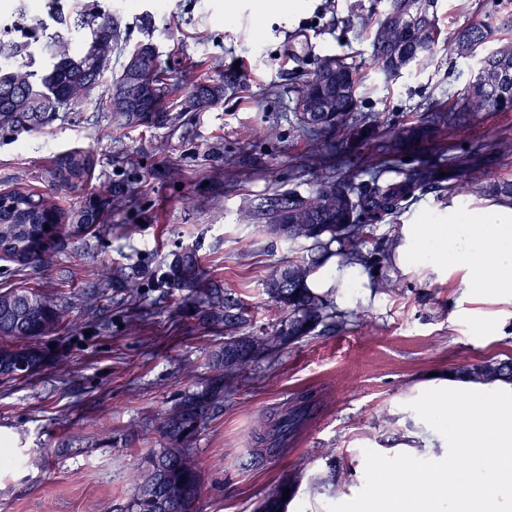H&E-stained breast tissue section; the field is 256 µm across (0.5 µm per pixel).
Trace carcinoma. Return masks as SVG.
<instances>
[{"label": "carcinoma", "mask_w": 512, "mask_h": 512, "mask_svg": "<svg viewBox=\"0 0 512 512\" xmlns=\"http://www.w3.org/2000/svg\"><path fill=\"white\" fill-rule=\"evenodd\" d=\"M55 23L57 30L45 35L49 62L40 69L33 68L29 37L0 38L1 133L38 131L58 113L82 109L98 91L110 118L119 125L175 124L186 113L210 111L241 80L238 74L226 72L218 80L199 82L186 92L181 109L172 114L164 106V99L179 92V84L169 82L166 70L155 59L151 41L129 47L128 27L120 12L85 11L77 21L85 31L78 47L70 38L71 15L60 5L55 9ZM369 35L375 61L387 79L399 77L408 68H427L441 42L448 45L450 55L463 57L484 52L474 80L457 96L453 108L469 112L512 109V41L500 39L494 48L484 51L494 36L492 23L478 21L444 38L438 25L437 0H384ZM114 55L123 58L115 73ZM302 76L296 106L302 105L305 110L297 112V119L309 134L311 148L297 160V166L318 167L324 170V176L304 194L275 191L246 202L237 213L238 223L254 224L262 232L291 243L296 242L294 225H312V233L305 238L310 243L309 255L286 264H273L266 271L265 292L272 305L286 316L262 333L259 340L265 344V351L245 362L247 366L261 358L277 357L283 347L281 326L287 321L296 327L295 335L300 339L328 320L345 322L346 316L331 311L326 300L307 287L304 278L285 288L268 287L283 270L303 265L310 274L329 252L339 257L342 265L350 260L372 263L371 257L359 250L365 225L358 214L369 221L392 214L417 190L446 181L435 166L426 162L399 171L395 181L382 179L383 170L375 166L369 183L354 190L348 180L339 176L338 164L326 154L325 147L327 138L336 130L342 129L353 138H361L363 132L369 131L367 122L358 117L356 69L344 57L329 56L314 69L302 71ZM328 99L333 101L332 111L318 121H309L305 112L323 111ZM448 122L455 137L468 139L466 123L456 117L450 122L448 113L441 111L430 121L399 127L386 141L385 151L391 155L419 153L436 140ZM94 168L92 154L72 149L57 158L51 179L76 187L91 177ZM465 171L460 182L448 185L449 193L464 184L472 192L491 193L512 205V181L482 182L473 166H465ZM123 203L124 197L111 188L93 193L79 206L65 211L58 207L52 192L35 193L18 184L0 193V259L21 267L45 261L65 225L95 224L112 206ZM47 224L51 226L48 231L44 229ZM335 244L336 250L332 249ZM165 278L169 287L189 291L203 319L224 328V344L212 353L213 375L201 388L181 394L161 417L158 431L162 443L143 457L141 480L124 512H202V470L197 463L191 469L182 467L172 449L183 447L197 427L209 421L223 404L224 392L230 391L241 376L239 372H224V349L242 347L244 330L250 322L249 311L236 292L205 277L195 252L186 248L171 254ZM64 323L63 311L49 298L29 290L0 291V377H12L3 369L6 360L22 358L43 365L46 354L36 341ZM450 373L461 380L512 381V361L486 359L454 367ZM312 407V400L303 393L274 426L285 436L291 434L308 419ZM299 481L300 477L295 476L279 483L280 489H289V494L267 496L256 512H287Z\"/></svg>", "instance_id": "cac0c4a2"}]
</instances>
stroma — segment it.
Listing matches in <instances>:
<instances>
[{
    "instance_id": "obj_1",
    "label": "stroma",
    "mask_w": 512,
    "mask_h": 512,
    "mask_svg": "<svg viewBox=\"0 0 512 512\" xmlns=\"http://www.w3.org/2000/svg\"><path fill=\"white\" fill-rule=\"evenodd\" d=\"M120 11L131 41L151 37L162 64L182 90L239 69L243 79L216 108L173 126H119L98 104L60 113L48 127L0 136V191L23 184L48 190L56 156L73 148L93 154L95 170L83 186L57 191L63 208L112 184L125 188L124 208L100 223L67 231L48 261L20 268L0 261V291H37L62 306L67 324L39 339L49 359L36 374L0 378V446L14 461L0 466V512H122L141 475L145 453L161 437L155 418L210 376V355L224 341L222 327L203 323L188 291L168 287L171 252L192 247L207 276L233 288L248 305L251 330L279 319L264 291L268 265L298 259L303 244L267 235L236 221L246 199L273 191L307 192L318 178L296 158L308 138L295 115L301 82L291 51L304 43L308 67L327 56L358 69L359 109L375 130L363 142L333 135L330 147L354 186L370 178L367 156L381 154L399 125L438 111L472 80L473 58H449L437 49L425 70L388 81L374 62L365 30L381 9L363 0L362 17H349L351 0H99ZM150 15V31L139 27ZM512 16V0H439L437 16L452 33L479 19ZM469 141L450 136L421 156H390L387 167L427 161L456 179L471 160L483 180H512V155L493 144L512 133V109L470 112ZM275 125L280 137L266 139ZM180 171L165 178L166 167ZM493 199L451 195L430 185L401 209L369 222L360 245L376 257V271L399 283L397 292H371L347 324L317 327L285 345L275 362L248 367L221 410L190 446L203 475V512H253L281 481L299 476L288 512H327L365 484V450L392 457L411 453L441 460L443 448L421 445L424 424L409 407L430 373L488 358L512 359V301L468 293L461 273H403L387 248L403 225L421 219L444 224L450 212L479 209ZM142 283L137 301L127 278ZM151 312L148 323L130 317L133 306ZM493 319L495 331L481 328ZM312 392L317 405L303 426L265 454L260 422L274 423L295 397ZM338 485H331V473Z\"/></svg>"
}]
</instances>
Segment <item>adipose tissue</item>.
I'll list each match as a JSON object with an SVG mask.
<instances>
[{
  "label": "adipose tissue",
  "instance_id": "ef3b65f1",
  "mask_svg": "<svg viewBox=\"0 0 512 512\" xmlns=\"http://www.w3.org/2000/svg\"><path fill=\"white\" fill-rule=\"evenodd\" d=\"M395 253L402 272L427 271L442 278L460 271L471 293L512 299V206L459 209L445 224L404 225ZM307 285L317 293L335 291L338 302L352 307L370 281L364 266L342 268L332 258L309 276Z\"/></svg>",
  "mask_w": 512,
  "mask_h": 512
}]
</instances>
